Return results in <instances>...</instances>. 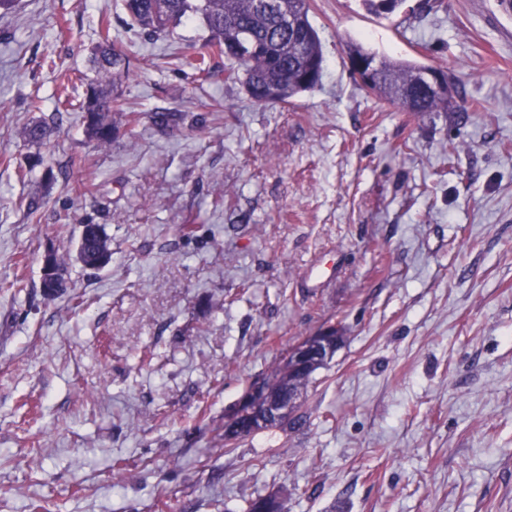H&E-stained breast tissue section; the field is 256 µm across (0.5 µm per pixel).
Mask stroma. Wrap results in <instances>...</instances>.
Returning <instances> with one entry per match:
<instances>
[{"mask_svg": "<svg viewBox=\"0 0 512 512\" xmlns=\"http://www.w3.org/2000/svg\"><path fill=\"white\" fill-rule=\"evenodd\" d=\"M309 17L320 86L256 106L223 60L181 70L177 52L209 37L199 17L148 41L121 0L0 14V512H246L274 492L286 512H512V13L311 0ZM105 20L141 120L99 148L77 106ZM351 43L444 71L458 111L367 93ZM165 109L183 116L168 134L150 120ZM50 115V138L26 144ZM86 223L111 243L95 272L75 258ZM50 250L69 278L53 300ZM317 257L339 272L310 291ZM329 326L344 343L299 425L224 450L228 411Z\"/></svg>", "mask_w": 512, "mask_h": 512, "instance_id": "stroma-1", "label": "stroma"}]
</instances>
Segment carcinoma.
Segmentation results:
<instances>
[{"label": "carcinoma", "instance_id": "cac0c4a2", "mask_svg": "<svg viewBox=\"0 0 512 512\" xmlns=\"http://www.w3.org/2000/svg\"><path fill=\"white\" fill-rule=\"evenodd\" d=\"M403 0H363L368 12L387 16ZM129 25L151 40L166 34L169 26L183 18L199 16L210 32L208 42L193 53L181 54L183 66L205 78L213 74L211 60L224 58V81L244 84L250 99L258 105L288 104L313 90L324 71L319 35L309 19L310 0H123ZM240 47L228 54L225 46ZM349 63L368 60L375 66L367 91L405 112H446L448 95L424 90L427 67L414 62L379 57L355 46L349 49ZM98 84L81 109L85 134L101 148L112 144L117 125L114 117L123 110L116 95H105L100 83L117 81L131 73L130 57L114 49L109 32L102 34L95 57ZM52 132L47 119L26 126L22 138L41 143ZM91 239L78 242L77 260L87 270L106 267L111 258L110 241L100 224L89 225Z\"/></svg>", "mask_w": 512, "mask_h": 512}]
</instances>
